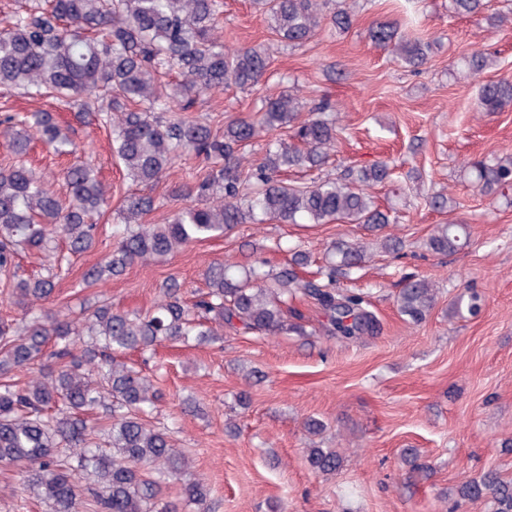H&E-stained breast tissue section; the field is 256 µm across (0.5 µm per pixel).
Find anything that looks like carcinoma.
<instances>
[{"label":"carcinoma","mask_w":512,"mask_h":512,"mask_svg":"<svg viewBox=\"0 0 512 512\" xmlns=\"http://www.w3.org/2000/svg\"><path fill=\"white\" fill-rule=\"evenodd\" d=\"M460 15L480 12L485 0H452ZM271 30L290 44L304 43L327 26L346 32L356 23L348 0H253ZM217 0H25L0 31V86L32 97L81 99L82 111L112 128V151L127 176L148 185L179 158L201 157L203 171L185 185L186 203L164 224H144L155 209L149 194L127 196L113 232L115 246L105 260L85 271L86 288L123 274L136 261L167 259L202 240L221 238L240 224H359L380 229L391 215L371 189L388 181L392 168L376 160L350 168L340 180L296 186L281 178L289 169H318L334 151L339 128L336 109L323 100L306 107L294 94L264 99L253 117L232 119L224 131L186 115L201 93L234 84L255 86L269 66L264 46L224 48L217 35ZM370 40L414 70L425 65L430 43L402 32L391 21H375ZM493 59L474 52L460 70L476 77ZM173 70L177 83L165 77ZM512 105V79L481 85L478 107L500 112ZM306 118H301L302 112ZM0 126L12 132L14 160L0 168V274L8 298L21 312L18 323L0 322V467H13L20 490L47 501L50 512H81L84 494L96 512H177L160 502L162 484L188 470V459L172 444L166 428L144 419L158 400L152 380L123 359L164 340L207 342L224 329L277 334L296 330L286 313L303 297L328 318L327 332L351 340L375 335L379 323L361 294L336 288L368 259L358 241L332 245L309 278L310 256L291 250L277 271L258 260L245 267L216 263L207 272L208 291L190 304L174 278L162 282V298L146 315L117 313L101 302L72 318L44 304L69 271L71 257L95 246V216L110 203L92 168L75 163L61 178V196L27 167L24 155L34 134L56 154L76 152L49 112H4ZM282 131L263 158L251 163L241 149L260 133ZM485 196L509 199L512 155L477 160L466 168ZM470 240L466 224L436 225L427 241L435 254H453ZM32 249L44 257L39 274L29 275L17 256ZM432 282L404 277L399 313L418 325L436 302ZM30 373L22 386L14 372ZM101 412L107 425L89 426L83 415ZM306 460L317 474L336 472L341 456L309 448ZM461 498L486 495L497 512H512V484L491 473L467 478ZM209 490L197 480L184 484L183 501L207 512Z\"/></svg>","instance_id":"cac0c4a2"}]
</instances>
